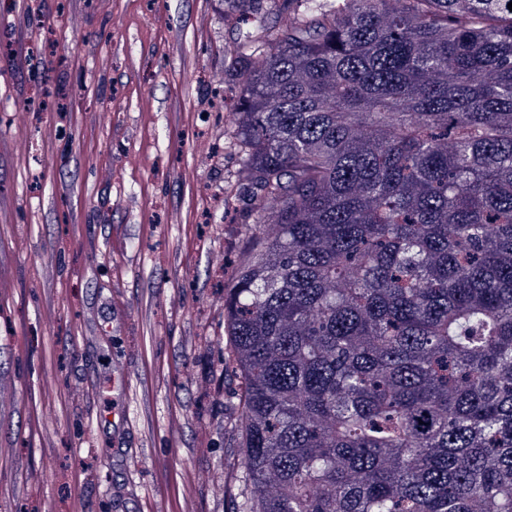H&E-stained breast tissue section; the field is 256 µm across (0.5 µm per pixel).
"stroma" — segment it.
I'll return each mask as SVG.
<instances>
[{
  "label": "stroma",
  "instance_id": "stroma-1",
  "mask_svg": "<svg viewBox=\"0 0 512 512\" xmlns=\"http://www.w3.org/2000/svg\"><path fill=\"white\" fill-rule=\"evenodd\" d=\"M288 0H0V512H233V71ZM99 243L88 251L85 240Z\"/></svg>",
  "mask_w": 512,
  "mask_h": 512
}]
</instances>
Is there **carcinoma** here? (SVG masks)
<instances>
[{
  "label": "carcinoma",
  "mask_w": 512,
  "mask_h": 512,
  "mask_svg": "<svg viewBox=\"0 0 512 512\" xmlns=\"http://www.w3.org/2000/svg\"><path fill=\"white\" fill-rule=\"evenodd\" d=\"M246 32L236 512H512V0Z\"/></svg>",
  "instance_id": "cac0c4a2"
}]
</instances>
